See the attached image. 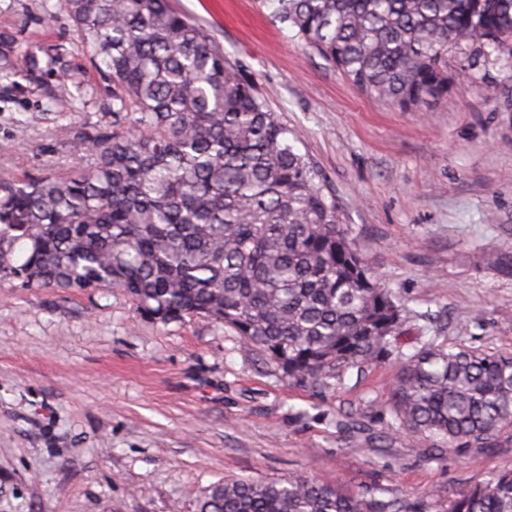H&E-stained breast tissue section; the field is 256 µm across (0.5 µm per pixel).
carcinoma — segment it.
Segmentation results:
<instances>
[{"label":"carcinoma","mask_w":512,"mask_h":512,"mask_svg":"<svg viewBox=\"0 0 512 512\" xmlns=\"http://www.w3.org/2000/svg\"><path fill=\"white\" fill-rule=\"evenodd\" d=\"M279 21L360 91L403 110L448 92V46L512 42V0H276ZM116 82L93 163L0 184V272L28 288H119L160 322L229 326L314 387L391 354L403 309L351 245L335 194L224 50L169 0H70ZM23 259L13 262L16 249ZM409 433L462 453L512 431V356L430 344L391 389ZM308 475L213 485L197 512H431ZM447 512H512V468Z\"/></svg>","instance_id":"1"}]
</instances>
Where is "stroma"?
Returning <instances> with one entry per match:
<instances>
[{
  "label": "stroma",
  "instance_id": "1",
  "mask_svg": "<svg viewBox=\"0 0 512 512\" xmlns=\"http://www.w3.org/2000/svg\"><path fill=\"white\" fill-rule=\"evenodd\" d=\"M300 138L381 287L396 338L512 355V52L448 50L447 95L415 110L358 90L281 24L274 0H171ZM0 181L89 165L74 141L111 131L113 82L69 0H0ZM38 70H30L31 58ZM394 361L328 387L288 379L224 323H161L117 288H24L0 275V512H196L230 480L308 474L440 512L512 467V432L457 453L401 431Z\"/></svg>",
  "mask_w": 512,
  "mask_h": 512
}]
</instances>
